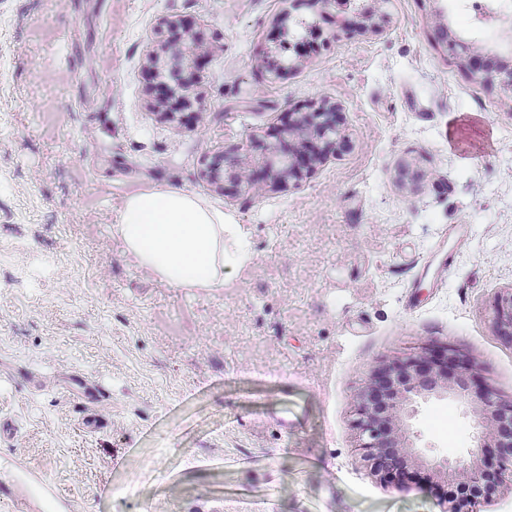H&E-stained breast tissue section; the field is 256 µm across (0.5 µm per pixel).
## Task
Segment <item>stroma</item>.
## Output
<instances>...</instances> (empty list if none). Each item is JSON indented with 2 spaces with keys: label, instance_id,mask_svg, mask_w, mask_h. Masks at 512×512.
I'll return each instance as SVG.
<instances>
[{
  "label": "stroma",
  "instance_id": "1",
  "mask_svg": "<svg viewBox=\"0 0 512 512\" xmlns=\"http://www.w3.org/2000/svg\"><path fill=\"white\" fill-rule=\"evenodd\" d=\"M506 51L465 0H384L345 34L292 0H0V490L44 473L74 512H440L420 477L372 476L351 425L372 366L452 344L512 394L496 291L512 286V93L432 43L434 10ZM204 62L196 124L153 110L160 19ZM286 65L271 70L270 57ZM343 109L349 146L298 186L202 175L246 160L284 112ZM192 191L249 235L232 288L190 293L112 236L129 194ZM277 379L258 377L267 362ZM419 448L451 459L471 422L422 404Z\"/></svg>",
  "mask_w": 512,
  "mask_h": 512
}]
</instances>
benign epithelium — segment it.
I'll list each match as a JSON object with an SVG mask.
<instances>
[{
  "mask_svg": "<svg viewBox=\"0 0 512 512\" xmlns=\"http://www.w3.org/2000/svg\"><path fill=\"white\" fill-rule=\"evenodd\" d=\"M376 14L365 9L351 16L338 15L336 23L352 32L365 27ZM435 17L430 38L436 46L472 75L512 92V56L477 49L441 12H435ZM163 25L170 37L164 53L178 65L173 83L180 88V96L170 102L172 108L157 116L172 122L193 106V84L183 81V74H193L201 61L191 29L176 20ZM346 145L341 109L328 103L308 104L287 113L268 140L251 142L257 154L250 166L228 175L221 155L206 166L204 177L219 189L226 177L284 189L308 178L316 164L328 161ZM493 313L496 335L512 344V287L495 294ZM432 398L454 401L470 418L473 444L467 456L429 459L417 448L413 420L418 405ZM352 426L366 467L381 481L403 488L416 469L438 488H455L442 497V512H475L478 500L492 498L512 478V395L498 393L486 383L474 357L448 344L422 347L408 357L374 367L369 382L356 395Z\"/></svg>",
  "mask_w": 512,
  "mask_h": 512,
  "instance_id": "obj_1",
  "label": "benign epithelium"
}]
</instances>
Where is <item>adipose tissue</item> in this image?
Masks as SVG:
<instances>
[{"mask_svg": "<svg viewBox=\"0 0 512 512\" xmlns=\"http://www.w3.org/2000/svg\"><path fill=\"white\" fill-rule=\"evenodd\" d=\"M112 235L137 265L175 288L211 290L224 272L251 257L240 225L188 190L154 189L130 194Z\"/></svg>", "mask_w": 512, "mask_h": 512, "instance_id": "ef3b65f1", "label": "adipose tissue"}]
</instances>
